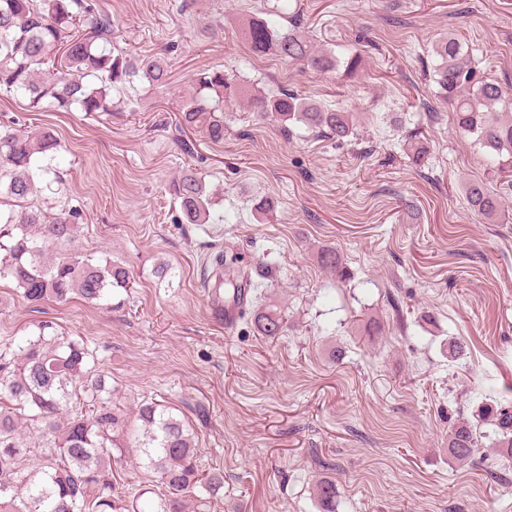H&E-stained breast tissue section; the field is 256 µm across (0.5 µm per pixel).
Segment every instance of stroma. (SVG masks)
Listing matches in <instances>:
<instances>
[{"label": "stroma", "mask_w": 512, "mask_h": 512, "mask_svg": "<svg viewBox=\"0 0 512 512\" xmlns=\"http://www.w3.org/2000/svg\"><path fill=\"white\" fill-rule=\"evenodd\" d=\"M91 2L112 19L113 50L136 67L164 60L168 86L113 90L101 117L31 112L0 93V124L55 132L60 177L35 201L81 209L71 252L123 263L132 286L107 307L35 306L1 280L0 352L54 323L92 350L125 425L147 399L184 415L200 467L224 474L223 497L203 512H318L324 476L336 482V512H512V457L487 428L470 460L448 451L459 417L484 401L512 406V215L489 224L469 209L466 184L490 182L491 166L424 75L433 45L452 34L512 89V0H298V30L316 48L360 56L351 75L250 49L245 22L287 30L288 0ZM205 70L353 113L354 134L287 129L229 101L224 141L212 143L179 125ZM415 139L428 149L421 165ZM189 169L216 199L213 223H183L172 199ZM263 197L276 204L267 220L252 210ZM325 247L346 280L319 264ZM218 248L249 272L271 265L230 330L201 285ZM260 305L281 311L284 335L259 334ZM452 341L463 346L454 360ZM112 471L115 495L165 494L133 453Z\"/></svg>", "instance_id": "1"}]
</instances>
